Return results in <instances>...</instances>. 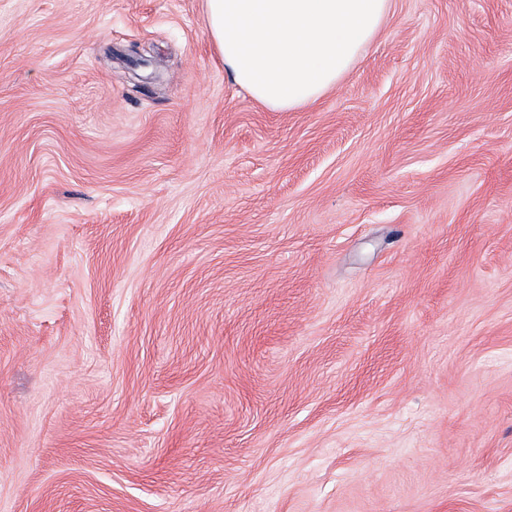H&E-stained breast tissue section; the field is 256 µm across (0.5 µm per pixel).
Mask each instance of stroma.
<instances>
[{"label": "stroma", "instance_id": "stroma-1", "mask_svg": "<svg viewBox=\"0 0 512 512\" xmlns=\"http://www.w3.org/2000/svg\"><path fill=\"white\" fill-rule=\"evenodd\" d=\"M0 512H512V0L286 112L205 0H0Z\"/></svg>", "mask_w": 512, "mask_h": 512}]
</instances>
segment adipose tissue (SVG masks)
Wrapping results in <instances>:
<instances>
[{"mask_svg":"<svg viewBox=\"0 0 512 512\" xmlns=\"http://www.w3.org/2000/svg\"><path fill=\"white\" fill-rule=\"evenodd\" d=\"M392 0H206L235 84L270 110L317 102L373 40Z\"/></svg>","mask_w":512,"mask_h":512,"instance_id":"ef3b65f1","label":"adipose tissue"}]
</instances>
